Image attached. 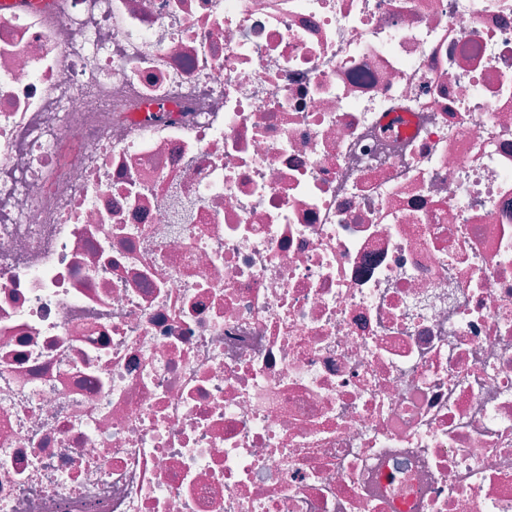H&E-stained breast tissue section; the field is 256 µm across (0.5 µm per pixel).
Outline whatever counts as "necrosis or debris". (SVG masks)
<instances>
[{"mask_svg": "<svg viewBox=\"0 0 512 512\" xmlns=\"http://www.w3.org/2000/svg\"><path fill=\"white\" fill-rule=\"evenodd\" d=\"M0 512H512V0H0Z\"/></svg>", "mask_w": 512, "mask_h": 512, "instance_id": "necrosis-or-debris-1", "label": "necrosis or debris"}]
</instances>
